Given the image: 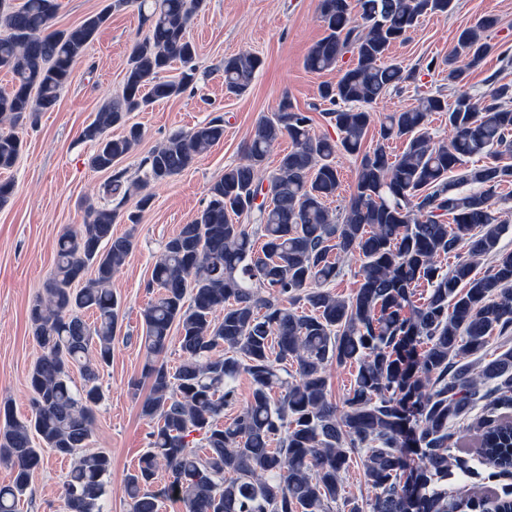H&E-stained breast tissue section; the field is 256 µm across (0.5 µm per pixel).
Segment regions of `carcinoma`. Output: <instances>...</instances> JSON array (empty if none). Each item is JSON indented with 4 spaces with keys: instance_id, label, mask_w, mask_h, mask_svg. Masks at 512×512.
Wrapping results in <instances>:
<instances>
[{
    "instance_id": "cac0c4a2",
    "label": "carcinoma",
    "mask_w": 512,
    "mask_h": 512,
    "mask_svg": "<svg viewBox=\"0 0 512 512\" xmlns=\"http://www.w3.org/2000/svg\"><path fill=\"white\" fill-rule=\"evenodd\" d=\"M204 2L112 0L115 9L137 5L148 34L131 50L121 94L82 131L97 146L92 166L110 172L108 197L179 174L224 138V117L216 116L156 146L136 181L112 169L141 141L139 127L126 126L127 115L193 82L196 47L186 30ZM452 6L453 0H319L325 36L309 49L305 66L338 69L336 83L320 89L338 137L313 134L311 118L282 100L257 123L244 162L224 169L205 206L156 258L148 283L156 293L141 312L150 382L141 412L159 421L127 479L130 512H158L166 496L181 499L187 512H330L355 458L374 497L367 510L346 497L344 512L502 507L448 496V479L467 472L452 454L457 423L484 400L489 407L512 405V349L483 357L493 334L512 332V251L499 248L505 221L492 209L499 190L512 183V164H484L456 179L449 173L467 159L512 152V108L504 105L512 85L479 98L463 93L451 103L440 94L421 97L386 116L375 144L366 145L370 106L413 78L389 60L390 48L422 16L446 15ZM58 8V0H23L17 8L0 0V70L13 76L11 90L0 92V170L11 169L21 153L16 129L55 104L108 16L51 31ZM496 25L487 16L459 32L445 61L448 83L462 82L466 69L483 62L492 46L481 33ZM348 52L351 63L339 67ZM462 55L464 67L456 64ZM177 61L181 79H163ZM261 65L252 52L224 59L225 91L244 94ZM435 115L448 119L450 141L430 132ZM115 126L125 127L123 135H110ZM284 137L292 148L262 176ZM397 139L405 147L393 154L389 143ZM339 152L360 163L355 190L337 213L329 203L340 186ZM460 183L479 189L463 193ZM119 216L109 204L90 205L86 224L57 241L55 270L30 310L43 349L29 376L32 415L20 420L0 406V461L13 470L0 485V512H16L41 464L34 440L66 457L86 447L93 432L99 368L112 360L121 308L112 277L134 247L131 236H112ZM243 216L257 224L261 247L239 223ZM451 254L457 261L445 270L439 259ZM345 256L360 260L359 284L342 298L328 285ZM480 257L492 259L482 276L474 273ZM174 332L184 360L172 373L155 357ZM333 361L357 367L340 407L328 399L326 367ZM73 363L83 372L79 389L71 386ZM243 372L251 393L223 424ZM469 430L486 455L512 444V426L489 414L473 419ZM162 466L169 481L156 489ZM110 470L107 454H82L66 482V512H103Z\"/></svg>"
}]
</instances>
